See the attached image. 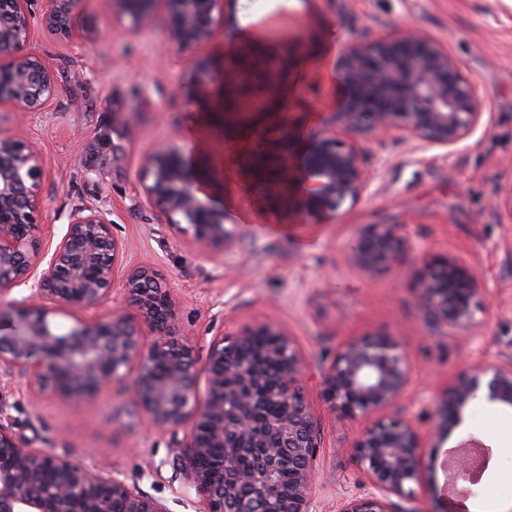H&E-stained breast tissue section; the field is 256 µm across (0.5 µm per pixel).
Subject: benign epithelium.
Wrapping results in <instances>:
<instances>
[{"instance_id": "benign-epithelium-1", "label": "benign epithelium", "mask_w": 512, "mask_h": 512, "mask_svg": "<svg viewBox=\"0 0 512 512\" xmlns=\"http://www.w3.org/2000/svg\"><path fill=\"white\" fill-rule=\"evenodd\" d=\"M158 0H112L118 16L141 27L155 22ZM169 44L201 51L223 23V0H164ZM41 24L48 30L67 28L76 0H48ZM34 0H10L0 10V51L28 42L34 34ZM264 41L283 52L240 47L228 38L220 81L224 98L212 110L224 115V129L242 116L259 118L275 107L288 111L280 89L294 50L288 27L268 21ZM336 68L348 94L338 112L312 135L308 149L293 163V129L281 123L275 144L254 126L250 158L256 187L267 199L297 214L306 199L327 213L356 204L373 182L365 149L357 136L379 142L386 137L413 141L418 147L446 149L471 136L481 125L474 85L440 42L416 31L376 41H355L338 58ZM208 74L206 59L197 57L180 87L190 101ZM54 93V75L39 57L26 54L0 66V107L40 112ZM43 165L37 149L10 136H0V293L30 286L10 314L0 312V377H27L35 396L45 394L80 401L131 375L133 399L154 429L185 428L176 464L186 484L200 495L205 512H311L317 470L319 429L304 399L307 367L293 341L271 322L246 325L210 343L204 367L206 396L197 397L199 370L195 348L168 334L177 313L167 291L146 269H124V245L112 226L95 211L72 214L66 233L47 248L45 264L36 261L35 243L45 237L34 222L37 188ZM203 173L182 150L166 147L145 160L143 192L179 233L196 241L229 248L234 231L224 211L200 196ZM354 260L367 271L408 269L416 280V304L448 332L465 331L483 308L484 288L478 275L451 260L426 261L416 268L399 224H370L358 233ZM119 284L137 308L138 321L113 312L107 320L78 319L64 328L54 316L68 310L97 307ZM152 336L146 341L145 335ZM256 336L268 348L244 350ZM279 367L269 384L256 361ZM408 383L405 354L384 334L348 340L321 374V396L343 421L373 414H392L364 427L352 452L366 477L365 489L342 498L338 512H395L391 496L420 478L422 437L415 422L396 410ZM512 406V353L494 361L469 363L448 389L436 413L430 439L460 427L472 402ZM281 405L276 417L264 407ZM224 449L218 471L200 460L212 449ZM293 464L290 481L281 467ZM480 465L471 455L455 454L448 463V495L467 497ZM55 472L62 479L48 483ZM169 512L116 477L105 466H86L29 447L0 424V512Z\"/></svg>"}]
</instances>
